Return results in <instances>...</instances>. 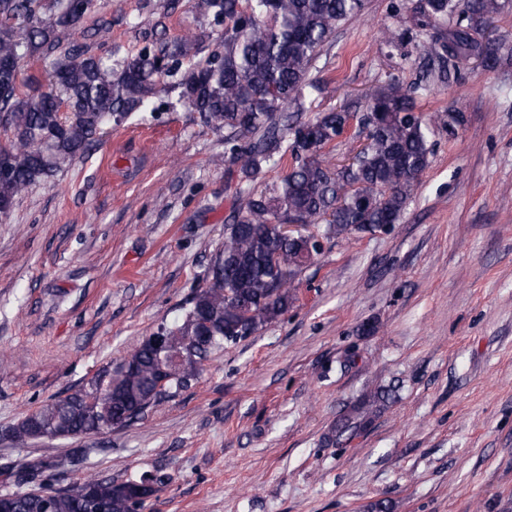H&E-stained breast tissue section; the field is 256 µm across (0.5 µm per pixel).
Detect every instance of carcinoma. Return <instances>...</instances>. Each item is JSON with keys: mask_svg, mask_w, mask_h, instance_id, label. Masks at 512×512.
Wrapping results in <instances>:
<instances>
[{"mask_svg": "<svg viewBox=\"0 0 512 512\" xmlns=\"http://www.w3.org/2000/svg\"><path fill=\"white\" fill-rule=\"evenodd\" d=\"M93 2L0 0V126L10 132L0 145V213L8 214L32 186L51 182L84 155L106 125L157 111V81L164 77L176 102L198 112L206 126L228 131L224 156L239 173L238 206L224 225V245L211 259L205 284L174 321L156 327L163 346L147 336L117 367L27 414L9 431L17 442L108 432L192 387L214 352L288 311L297 277L318 251L309 250L314 235L290 240L284 225L317 224L320 237L330 240L395 224L433 154L434 125L415 112L411 94L393 78L367 90L366 117L332 111L283 124L289 108L302 111L319 90L310 68L336 28L362 12L364 0H202L211 24L224 33L199 60L193 37L124 57L93 54L76 42L60 48L62 35L79 28ZM505 7L506 0H426L427 16L454 26L448 42H424L423 55L495 62L499 46L478 35ZM23 64L44 69L49 87L25 81ZM355 119L368 130L367 144L355 169L334 171L314 153ZM286 155L291 162L279 181L264 192L250 189L257 175ZM204 329L214 340L193 344ZM389 395L382 388L359 400L336 425V437L366 429L377 403ZM93 452L72 449L52 460L1 468L0 512H131L140 483L166 479L157 471L121 481L88 475L48 499L15 494L53 471L77 467Z\"/></svg>", "mask_w": 512, "mask_h": 512, "instance_id": "carcinoma-1", "label": "carcinoma"}]
</instances>
